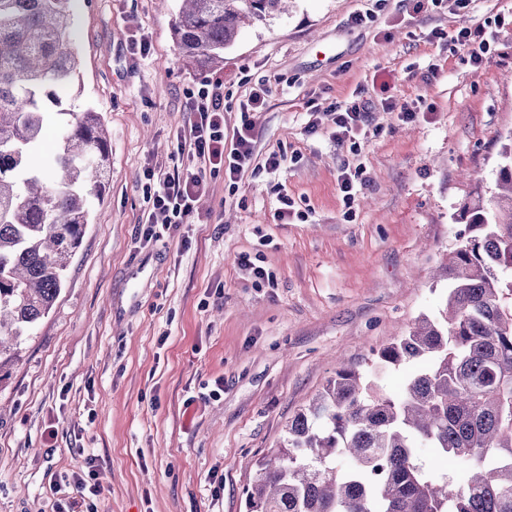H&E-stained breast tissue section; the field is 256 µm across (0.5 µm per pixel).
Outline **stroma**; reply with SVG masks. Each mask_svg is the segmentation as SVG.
Here are the masks:
<instances>
[{"instance_id": "1", "label": "stroma", "mask_w": 512, "mask_h": 512, "mask_svg": "<svg viewBox=\"0 0 512 512\" xmlns=\"http://www.w3.org/2000/svg\"><path fill=\"white\" fill-rule=\"evenodd\" d=\"M181 0H74L76 73L34 166L54 178L59 112L93 108L107 176L48 315L0 381V512H55L96 460L106 489L83 512H247L257 463L336 370L443 308L435 274L464 202L497 190L512 138V0H294L242 29L221 66H182ZM367 19L356 25V12ZM487 25L475 67L452 35ZM221 81L224 132L258 81L255 159L236 184L206 170L187 223L147 235V172L176 155L203 83ZM408 104L413 120L387 110ZM365 113L358 149L337 145L334 107ZM278 170L265 167L269 154ZM360 169L353 207L337 178ZM295 214L280 221L281 197ZM272 272L256 281L241 256Z\"/></svg>"}]
</instances>
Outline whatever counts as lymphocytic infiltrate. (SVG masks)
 Masks as SVG:
<instances>
[{
	"mask_svg": "<svg viewBox=\"0 0 512 512\" xmlns=\"http://www.w3.org/2000/svg\"><path fill=\"white\" fill-rule=\"evenodd\" d=\"M269 95L266 83H258L240 107L241 126L233 136L224 134V94L220 85L200 88L191 103L195 119L188 133L189 147L205 167L196 171L150 172L149 199L165 224H182L194 210L205 169L223 171L225 179L237 181L254 156L252 111L263 107Z\"/></svg>",
	"mask_w": 512,
	"mask_h": 512,
	"instance_id": "1",
	"label": "lymphocytic infiltrate"
}]
</instances>
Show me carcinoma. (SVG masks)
I'll return each mask as SVG.
<instances>
[{
  "instance_id": "1",
  "label": "carcinoma",
  "mask_w": 512,
  "mask_h": 512,
  "mask_svg": "<svg viewBox=\"0 0 512 512\" xmlns=\"http://www.w3.org/2000/svg\"><path fill=\"white\" fill-rule=\"evenodd\" d=\"M72 0H0V382L18 340L52 309L80 248L106 174L99 113L66 121L49 185L28 163L44 130L42 104L71 79ZM285 0H183L174 39L186 66L224 62L245 20ZM499 192L468 205L448 254L441 318L422 317L362 371L339 364L286 435L258 463L248 512H512V143ZM423 363L401 392L375 383ZM461 464L433 474L418 449Z\"/></svg>"
}]
</instances>
